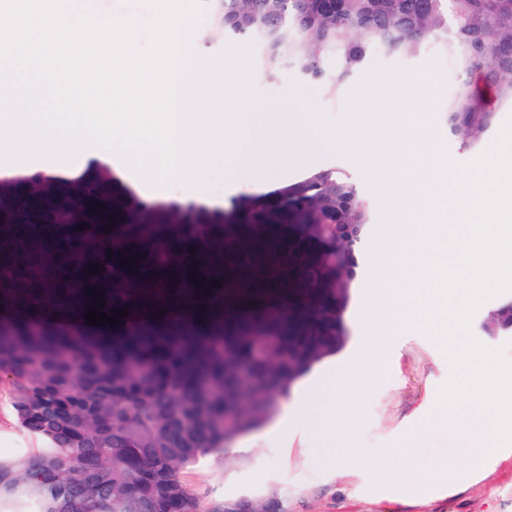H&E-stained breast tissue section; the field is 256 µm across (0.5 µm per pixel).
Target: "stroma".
I'll use <instances>...</instances> for the list:
<instances>
[{
  "mask_svg": "<svg viewBox=\"0 0 512 512\" xmlns=\"http://www.w3.org/2000/svg\"><path fill=\"white\" fill-rule=\"evenodd\" d=\"M363 68L405 83L406 95L399 100L389 99V110L405 113L409 123L424 122L438 130L452 175H459L462 165L477 158V151L466 148L448 131V101L461 80L448 59L433 50L414 57L376 52L366 58ZM253 83L265 98L246 118L257 142L272 136L301 142L310 152L311 169L348 175L359 193L373 203L374 225L392 226V218L384 212L382 195L370 187L358 165L348 156L333 152L306 123L291 96L297 84L294 75L286 71L274 80L257 75ZM302 176V170L296 169L289 171L284 181H243L232 188L224 178L216 177L203 193L188 188L176 196L167 187L150 185L143 195L162 205L178 197L187 205L221 208L231 199L268 194ZM370 266L369 255L359 253L357 275L343 316L346 339L334 355L340 368L360 351V298ZM382 342L383 373L369 385L360 441L369 455H388L390 484L379 483L368 464L325 465L323 458L329 447L324 435L306 433L299 419L287 416L281 406L273 417L274 422L287 424L281 435L269 436L264 428H257L241 437L246 453L222 458L212 455L185 473V481L203 505L248 496L261 504L278 501L283 512H512V446L490 449L474 465L470 462V437L462 430H436L420 447L409 445L417 428L432 416L433 400L451 375L438 340L409 329L383 337ZM38 446L36 439L17 426L8 395L0 389V458L21 457ZM443 460L454 466L450 481L433 489L427 499L416 497L414 489L420 480Z\"/></svg>",
  "mask_w": 512,
  "mask_h": 512,
  "instance_id": "1",
  "label": "stroma"
}]
</instances>
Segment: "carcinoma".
Listing matches in <instances>:
<instances>
[{
  "label": "carcinoma",
  "instance_id": "carcinoma-1",
  "mask_svg": "<svg viewBox=\"0 0 512 512\" xmlns=\"http://www.w3.org/2000/svg\"><path fill=\"white\" fill-rule=\"evenodd\" d=\"M209 2L210 33L263 45L256 71L272 78L289 67L329 100L370 51L417 55L432 45L479 74L481 84L466 80L448 100V125L464 146L482 147L493 126L483 88L512 107V0ZM327 59L336 61L330 75ZM66 186L39 173L0 181V303L23 312L47 299L77 310L93 287L107 307L135 317L96 340L78 327L0 318L14 416L42 442L29 457L0 459V512H224L204 507L183 475L265 423L310 361L342 345L336 250L354 279L372 203L348 177L318 170L274 197L223 209L146 205L97 163L83 189L123 219L107 233L95 213L70 206ZM281 224L297 225L290 254L277 246ZM311 224L360 230L325 237ZM120 253L138 261L135 273L118 266ZM81 255L101 270L86 274ZM199 307L212 309L202 330L192 317ZM159 309L182 319L157 322ZM241 371L256 390H239Z\"/></svg>",
  "mask_w": 512,
  "mask_h": 512
}]
</instances>
